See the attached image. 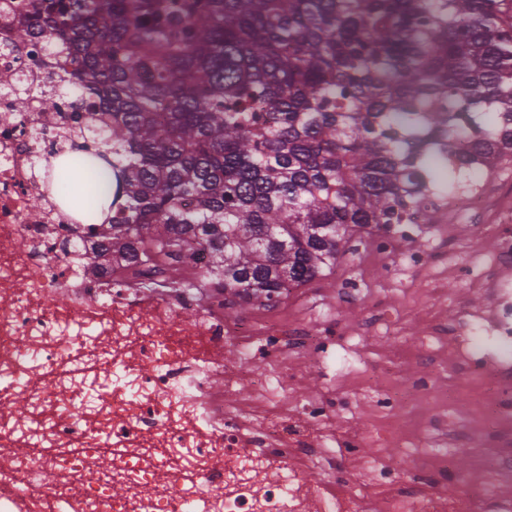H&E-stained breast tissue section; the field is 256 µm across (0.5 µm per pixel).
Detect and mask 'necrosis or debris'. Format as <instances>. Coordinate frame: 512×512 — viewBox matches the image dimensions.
<instances>
[{
  "instance_id": "1",
  "label": "necrosis or debris",
  "mask_w": 512,
  "mask_h": 512,
  "mask_svg": "<svg viewBox=\"0 0 512 512\" xmlns=\"http://www.w3.org/2000/svg\"><path fill=\"white\" fill-rule=\"evenodd\" d=\"M11 23L0 9V83L44 76L46 43L15 49ZM58 105L49 124L0 93V405L23 390L31 422L50 432L32 446L0 416V450L13 459L0 472V512L46 499L68 512H183L177 489L187 482L207 487L203 512H512L496 484L477 498L458 487L396 484L378 500L348 489L344 459L358 442L319 447L327 402L227 407L224 389L244 372L223 364L224 342L246 345L249 332L199 305L183 284L189 270L168 261L145 278L116 262L98 273L88 225L50 199L30 210L42 190L35 158L63 151L75 126L72 99ZM194 305L198 318L185 320ZM485 396L495 417L483 440L512 435V371ZM316 463L326 479L307 484L302 473ZM43 470L56 474L53 485L40 481Z\"/></svg>"
}]
</instances>
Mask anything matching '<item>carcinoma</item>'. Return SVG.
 <instances>
[{"mask_svg": "<svg viewBox=\"0 0 512 512\" xmlns=\"http://www.w3.org/2000/svg\"><path fill=\"white\" fill-rule=\"evenodd\" d=\"M13 45L62 51L110 122L45 159L43 185L140 273L199 247L196 288L276 303L354 235L433 222L512 158V0H28ZM24 103L23 79L0 91ZM105 178L110 200L98 192Z\"/></svg>", "mask_w": 512, "mask_h": 512, "instance_id": "obj_1", "label": "carcinoma"}]
</instances>
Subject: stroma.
Segmentation results:
<instances>
[{"label": "stroma", "instance_id": "obj_1", "mask_svg": "<svg viewBox=\"0 0 512 512\" xmlns=\"http://www.w3.org/2000/svg\"><path fill=\"white\" fill-rule=\"evenodd\" d=\"M484 206L474 214L436 213L434 221L453 253L446 264L413 271L400 255L426 247L423 236L400 240L396 252L384 258L372 251L368 236H355L341 255L337 272L303 286L304 315L320 341L318 348L292 356L269 355L262 343L248 350L224 346V363L247 360L253 371L276 380L295 374L293 396L298 402L328 398L334 425L326 439L348 434L363 446L350 458L354 487L397 476L409 481L415 471L433 490L438 475L436 458L448 459V476H466L468 485L481 480L477 455H492L476 438L486 409L479 390H460L462 360L448 346L429 349L426 333L431 321L450 327L461 324L465 313L490 315L498 298L485 283L493 241L484 238L472 248L469 227L496 223L501 211L512 207V160L502 161L484 186ZM473 266L472 284L458 280V269ZM427 377L440 395L408 408L396 428L366 392L367 384L395 389L409 378Z\"/></svg>", "mask_w": 512, "mask_h": 512}]
</instances>
